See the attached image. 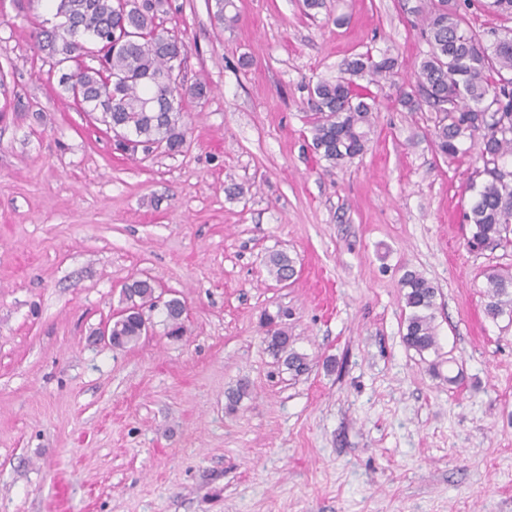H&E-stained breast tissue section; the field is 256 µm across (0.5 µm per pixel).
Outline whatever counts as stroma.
Here are the masks:
<instances>
[{
	"mask_svg": "<svg viewBox=\"0 0 512 512\" xmlns=\"http://www.w3.org/2000/svg\"><path fill=\"white\" fill-rule=\"evenodd\" d=\"M418 3L234 0L229 30L171 0L181 78L211 92L183 152L145 158L62 95L31 38L44 0H0V512H512V320L485 315L482 276L512 271V246L464 245L480 137L445 158L432 113L397 102L427 50ZM367 50L398 75L366 151L331 170L309 90ZM408 270L439 290L422 355ZM131 277L185 302L184 336L155 311L137 344L98 342ZM281 309L300 376L263 342ZM266 266L270 276H272L278 283H281L286 279L287 275L289 278L294 274L296 260L286 252L276 251L268 255ZM282 284L284 287L288 286V280L282 282Z\"/></svg>",
	"mask_w": 512,
	"mask_h": 512,
	"instance_id": "35a3bbf8",
	"label": "stroma"
}]
</instances>
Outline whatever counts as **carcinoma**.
I'll use <instances>...</instances> for the list:
<instances>
[{
  "label": "carcinoma",
  "instance_id": "obj_1",
  "mask_svg": "<svg viewBox=\"0 0 512 512\" xmlns=\"http://www.w3.org/2000/svg\"><path fill=\"white\" fill-rule=\"evenodd\" d=\"M233 0H207L214 24L231 29L239 21L229 14ZM487 10L512 20V0H488ZM170 0H55L51 26L35 30V45L52 67L58 85L78 84L81 105L111 130L116 147L125 154L148 156L161 149L178 153L186 142L185 99H201L208 87L197 82L184 87L180 67L188 45L162 27ZM421 37L428 46L414 71L411 91L399 102L411 112L426 105L437 112L432 131L435 151L454 158L463 140L480 134L483 182L463 214L469 226L466 247L481 252L512 243V27L494 26L481 34L468 26L455 0H425L413 9ZM98 65L84 63V56ZM396 60L370 52L344 61L343 75L320 80L311 88L307 105L312 145L334 168L364 153L377 112L369 88L391 80ZM277 282L294 274L296 260L283 251L266 260ZM484 312L496 321L512 317V273L490 268L485 272ZM123 296L127 315L112 322V335L123 345L146 334L144 309L155 307V286L148 279L127 285ZM405 317L403 341L422 355L437 349L435 310L437 288L415 270L401 280ZM182 300L169 299L161 308L167 335L184 330ZM268 350L299 376L308 370V357L290 348L291 337L281 314L264 317Z\"/></svg>",
  "mask_w": 512,
  "mask_h": 512
}]
</instances>
